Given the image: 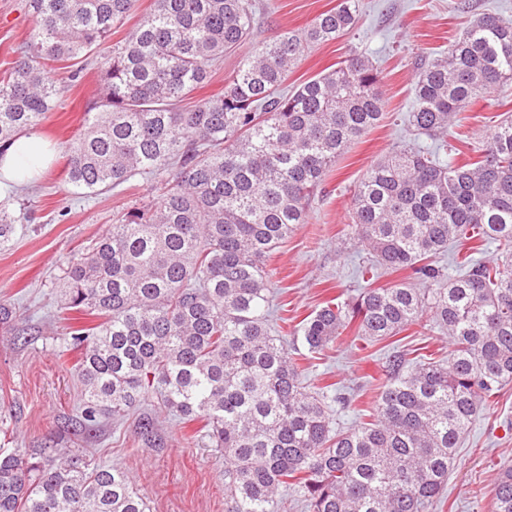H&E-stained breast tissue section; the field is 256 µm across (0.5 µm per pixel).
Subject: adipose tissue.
<instances>
[{
  "label": "adipose tissue",
  "mask_w": 512,
  "mask_h": 512,
  "mask_svg": "<svg viewBox=\"0 0 512 512\" xmlns=\"http://www.w3.org/2000/svg\"><path fill=\"white\" fill-rule=\"evenodd\" d=\"M51 159L52 151L41 138L21 135L0 154V189L37 181Z\"/></svg>",
  "instance_id": "obj_1"
}]
</instances>
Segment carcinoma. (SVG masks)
<instances>
[{
  "instance_id": "1",
  "label": "carcinoma",
  "mask_w": 512,
  "mask_h": 512,
  "mask_svg": "<svg viewBox=\"0 0 512 512\" xmlns=\"http://www.w3.org/2000/svg\"><path fill=\"white\" fill-rule=\"evenodd\" d=\"M137 0H30L23 55L0 75V152L57 103L48 61L80 60L112 35ZM254 0H153L112 51L97 57L103 97L68 151L67 179L95 192L137 175L164 183L155 208H132L67 269L65 309L99 319L71 331L84 400L75 431L121 416L159 390L174 416L201 420L224 453L225 512H281L279 486L309 512H428L457 448L489 398L512 384V118L477 159L397 148L355 192L351 233L377 263L411 280L331 301L295 329L312 352L351 324L380 341L439 325L448 364L394 351L374 413L332 434L328 396L303 386L288 337L268 325L266 263L306 222L336 157L383 117L380 74L353 53L283 91L311 45L358 22L356 0L284 32L248 57L224 92L188 109L224 51L250 37ZM512 84V19L476 18L445 55L419 69L409 123L439 137L484 91ZM24 209L0 206V246ZM478 238L500 261L468 260L451 279L436 264ZM138 434L162 448L151 415ZM494 512H512V466L494 478ZM0 512H149L119 467L75 455L0 448Z\"/></svg>"
}]
</instances>
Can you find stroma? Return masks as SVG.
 I'll return each mask as SVG.
<instances>
[{"instance_id": "1", "label": "stroma", "mask_w": 512, "mask_h": 512, "mask_svg": "<svg viewBox=\"0 0 512 512\" xmlns=\"http://www.w3.org/2000/svg\"><path fill=\"white\" fill-rule=\"evenodd\" d=\"M261 2L251 37L225 52L188 105L222 92L244 58L281 32L301 31L339 0ZM457 2L358 0L357 26L337 41L310 48L289 71L285 86L291 91L349 54H364L380 70L386 108L382 121L337 158L310 202L307 222L267 262L278 309L273 327L279 334H289L327 299L348 301L366 288L358 267L369 253L349 229L355 190L367 170L393 147L437 145L436 139L415 134L407 121L419 65L443 55L477 16L512 18V0H465L463 11ZM31 23L27 0H0V71L18 57ZM70 72L63 62L46 66L62 92L35 132L53 144L56 159L40 180L14 191L13 202L26 203L31 219L19 225L9 247L0 248V301L15 305L18 312L16 323L0 324V448L33 454L55 446L119 466L146 496L149 512H224L223 455L201 433L200 422L183 424L162 412L155 393H148L125 418L102 421L93 435L72 433L82 386L77 375L80 353L68 349L67 340L75 324L91 326L95 320L63 309L62 275L129 208L156 205L161 190L149 176L95 194L69 184L66 146L101 89L93 67H86L75 81ZM510 115L512 85L481 95L448 129L445 140L456 160L476 157L494 126ZM22 328L28 329V337H19ZM393 347L423 348L443 361L451 352L447 336L433 326L376 342L357 339L350 328L322 354L304 347L295 352L310 389L324 387L329 395L340 393L347 399L346 404L332 405V429L352 427L375 411L385 381V355ZM145 413L154 418L165 448L148 447L139 438L137 424ZM505 464L512 465V385L474 417L431 512H494L493 476Z\"/></svg>"}]
</instances>
